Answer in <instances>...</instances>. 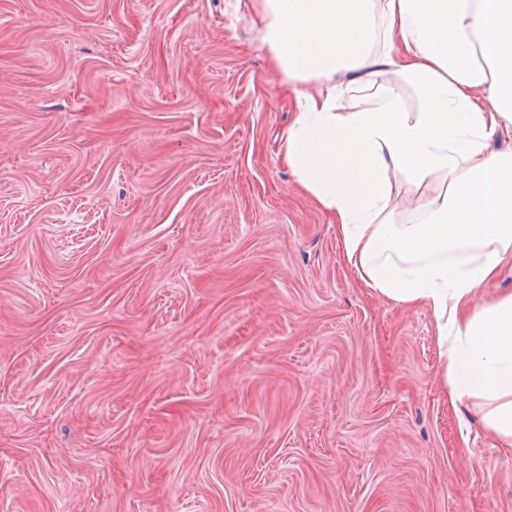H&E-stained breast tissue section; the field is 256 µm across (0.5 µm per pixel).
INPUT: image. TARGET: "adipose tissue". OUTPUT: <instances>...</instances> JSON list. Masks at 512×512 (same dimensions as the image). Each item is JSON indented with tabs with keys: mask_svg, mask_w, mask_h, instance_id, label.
<instances>
[{
	"mask_svg": "<svg viewBox=\"0 0 512 512\" xmlns=\"http://www.w3.org/2000/svg\"><path fill=\"white\" fill-rule=\"evenodd\" d=\"M257 24L295 103L283 161L336 226L367 287L428 309L451 407L488 406L512 446V295L474 308L512 261V0H259ZM340 72L352 73L348 82ZM424 106L406 111L400 87ZM372 89L362 107L353 92ZM416 221L398 224L400 192Z\"/></svg>",
	"mask_w": 512,
	"mask_h": 512,
	"instance_id": "1",
	"label": "adipose tissue"
}]
</instances>
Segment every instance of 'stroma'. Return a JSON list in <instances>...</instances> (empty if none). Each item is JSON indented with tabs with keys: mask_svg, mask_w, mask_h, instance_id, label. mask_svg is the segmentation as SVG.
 Instances as JSON below:
<instances>
[{
	"mask_svg": "<svg viewBox=\"0 0 512 512\" xmlns=\"http://www.w3.org/2000/svg\"><path fill=\"white\" fill-rule=\"evenodd\" d=\"M257 7L0 0V512H512L284 165Z\"/></svg>",
	"mask_w": 512,
	"mask_h": 512,
	"instance_id": "obj_1",
	"label": "stroma"
}]
</instances>
